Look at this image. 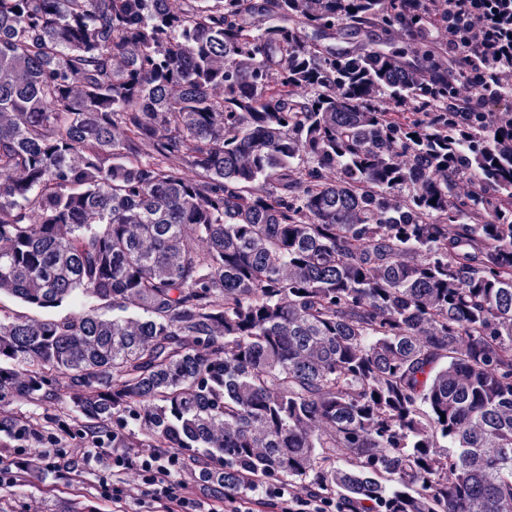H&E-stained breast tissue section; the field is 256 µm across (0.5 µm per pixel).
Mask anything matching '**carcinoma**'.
I'll return each instance as SVG.
<instances>
[{"label": "carcinoma", "mask_w": 512, "mask_h": 512, "mask_svg": "<svg viewBox=\"0 0 512 512\" xmlns=\"http://www.w3.org/2000/svg\"><path fill=\"white\" fill-rule=\"evenodd\" d=\"M443 24L425 0H0V292L79 308L0 313V403L73 413L0 415L5 442L168 448L344 512H512V117L450 111ZM392 29L414 60L354 43ZM0 309H2L5 314L35 321L61 318L77 310V308L70 303L49 309L27 306L6 292L0 295Z\"/></svg>", "instance_id": "obj_1"}]
</instances>
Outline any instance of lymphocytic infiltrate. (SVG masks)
Returning <instances> with one entry per match:
<instances>
[{
	"mask_svg": "<svg viewBox=\"0 0 512 512\" xmlns=\"http://www.w3.org/2000/svg\"><path fill=\"white\" fill-rule=\"evenodd\" d=\"M448 19L443 30L448 50L458 57L461 79L448 87L457 107L466 112L490 110L512 99V0H429ZM0 464V484H17L28 474L55 472L67 455L63 448H45L30 455L8 451ZM76 470L94 478L99 495L123 512H340L335 499L317 498L285 481L264 482L251 492L235 491L223 499L209 497L199 487V476H187L178 453L154 450L143 454L129 448H79ZM133 473L135 483L122 481Z\"/></svg>",
	"mask_w": 512,
	"mask_h": 512,
	"instance_id": "f902f5d3",
	"label": "lymphocytic infiltrate"
}]
</instances>
